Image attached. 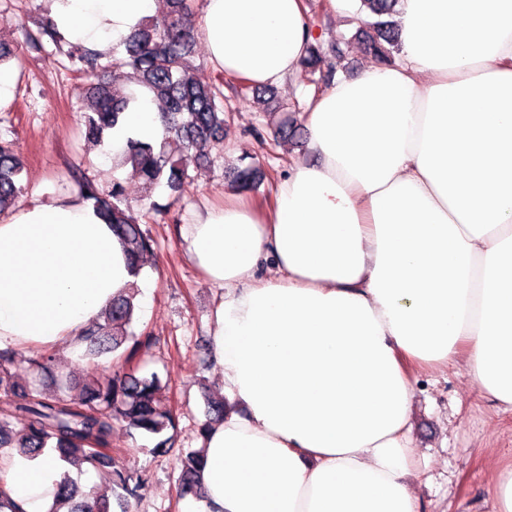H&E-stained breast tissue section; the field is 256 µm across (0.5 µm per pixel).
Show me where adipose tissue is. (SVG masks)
<instances>
[{
  "mask_svg": "<svg viewBox=\"0 0 512 512\" xmlns=\"http://www.w3.org/2000/svg\"><path fill=\"white\" fill-rule=\"evenodd\" d=\"M156 0H51L67 40L122 44ZM401 60L339 78L305 114L310 161L270 198L210 205L183 252L220 298L210 349L227 398L184 512H420L413 372L464 363L512 405V0H399ZM215 67L283 84L320 39L304 0H203ZM139 95L108 141L159 143ZM134 277L81 196L0 219V348L76 352ZM67 470L0 456L23 512Z\"/></svg>",
  "mask_w": 512,
  "mask_h": 512,
  "instance_id": "adipose-tissue-1",
  "label": "adipose tissue"
}]
</instances>
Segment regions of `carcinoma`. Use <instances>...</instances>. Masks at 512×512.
I'll use <instances>...</instances> for the list:
<instances>
[{"instance_id": "cac0c4a2", "label": "carcinoma", "mask_w": 512, "mask_h": 512, "mask_svg": "<svg viewBox=\"0 0 512 512\" xmlns=\"http://www.w3.org/2000/svg\"><path fill=\"white\" fill-rule=\"evenodd\" d=\"M372 32L366 34L368 49L381 61L389 62L400 52L397 22L392 20L397 0H359ZM162 8L156 15L142 19L123 41L124 52L112 54V67L129 70L130 79L149 90L161 106L166 120L165 135L158 144L139 140L128 142L115 168H129L132 176L149 187L165 185L181 193L192 180L190 164L207 157L209 148L221 142L228 113L224 111V94L212 77L189 68L194 30L191 24L192 0H159ZM36 32L29 34L28 45L34 52L46 48L62 57L63 67L80 74H93L107 68L106 55L83 45L74 44L59 32L54 20L43 15L36 22ZM89 105L84 112V138L93 144L103 142L116 127L132 96L117 98L108 87L97 82L86 84ZM23 161L15 144L0 139V212L11 207L24 193ZM265 179L258 165L237 171L236 186L241 191L256 190ZM83 199L91 202L102 220L123 241L134 275L141 273L143 259L153 250V238L139 225L125 198L123 183L112 178V191L102 194L96 185L79 183ZM134 295L121 296L106 306L98 322L88 328L78 353L91 372L82 379L65 380L71 395L46 394L20 387L11 371L15 352L0 349V450L15 449L34 457L50 447L60 460L80 467L89 465L99 472L111 469L112 495L96 487L82 491L69 476L58 485L55 507L67 506V512H129L130 500L138 496L143 485L141 475L119 465L110 453L112 428L116 421L146 435L160 436L175 427L171 405L159 398L163 388L156 372L110 374L112 365L101 358L120 353L128 339L127 327L133 321ZM59 357L55 352H38L28 359L29 369L42 378H52ZM224 416V402L208 404L207 419L199 426L204 435L207 427ZM202 466V449L197 448L181 459L178 497L200 494L198 474Z\"/></svg>"}]
</instances>
